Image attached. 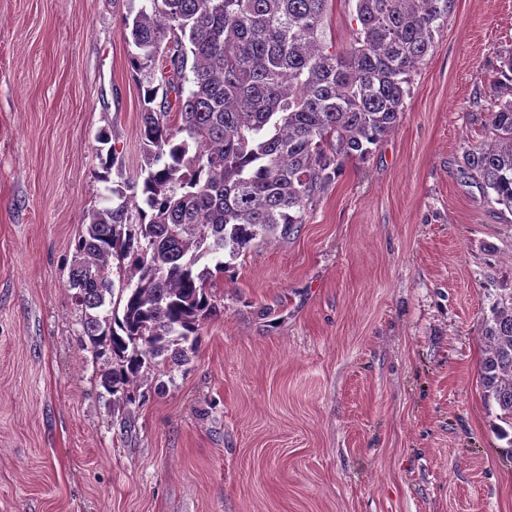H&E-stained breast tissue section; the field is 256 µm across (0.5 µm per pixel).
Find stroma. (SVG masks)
<instances>
[{"mask_svg": "<svg viewBox=\"0 0 512 512\" xmlns=\"http://www.w3.org/2000/svg\"><path fill=\"white\" fill-rule=\"evenodd\" d=\"M140 6L0 0V512H512L478 375L512 211L461 170L512 0H454L395 133L298 235L238 258L189 363L118 409L68 277L86 214L142 163L121 35Z\"/></svg>", "mask_w": 512, "mask_h": 512, "instance_id": "35a3bbf8", "label": "stroma"}]
</instances>
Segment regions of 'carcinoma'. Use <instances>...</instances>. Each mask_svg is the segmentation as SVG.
Instances as JSON below:
<instances>
[{
    "label": "carcinoma",
    "mask_w": 512,
    "mask_h": 512,
    "mask_svg": "<svg viewBox=\"0 0 512 512\" xmlns=\"http://www.w3.org/2000/svg\"><path fill=\"white\" fill-rule=\"evenodd\" d=\"M334 0H143L122 23L140 99L143 178L87 214L69 272L99 386L132 402L155 367L181 366L216 312L209 288L257 239L287 237L347 162L398 128L411 74L454 0H353L349 47L326 40ZM487 140L462 168L512 210V51L500 57ZM176 111L177 122L169 119ZM124 270L114 292L111 262ZM485 402L512 428V301L483 324Z\"/></svg>",
    "instance_id": "cac0c4a2"
}]
</instances>
